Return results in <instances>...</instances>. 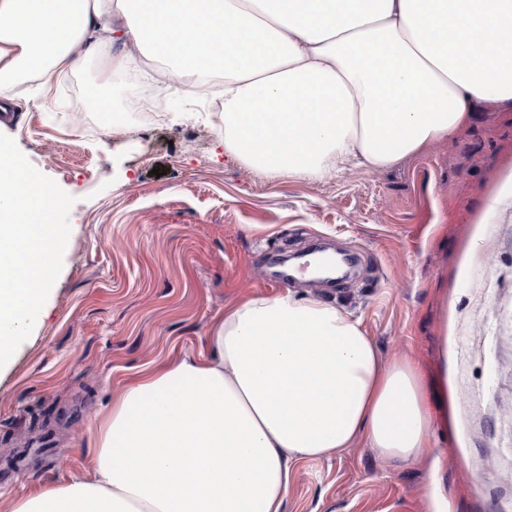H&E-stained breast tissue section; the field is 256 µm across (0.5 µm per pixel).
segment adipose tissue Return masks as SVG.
<instances>
[{"label": "adipose tissue", "mask_w": 512, "mask_h": 512, "mask_svg": "<svg viewBox=\"0 0 512 512\" xmlns=\"http://www.w3.org/2000/svg\"><path fill=\"white\" fill-rule=\"evenodd\" d=\"M197 94L223 79L224 151L253 170L321 180L380 171L512 110V0H0V100L95 58L102 118L137 54ZM210 354L144 370L112 398L82 481L12 512H283L298 460L365 441L428 462L448 512L426 385L385 362L361 321L319 296L224 308Z\"/></svg>", "instance_id": "adipose-tissue-1"}]
</instances>
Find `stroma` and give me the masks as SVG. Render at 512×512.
Returning <instances> with one entry per match:
<instances>
[{"label":"stroma","instance_id":"1","mask_svg":"<svg viewBox=\"0 0 512 512\" xmlns=\"http://www.w3.org/2000/svg\"><path fill=\"white\" fill-rule=\"evenodd\" d=\"M80 91L18 86L0 133L75 199L62 271L29 338L0 368V512L87 476L112 394L146 368L207 357L224 305L310 290L359 318L385 361L423 372L446 434L448 512H512V112H480L394 167L311 180L252 171L224 153L205 95L113 124ZM497 198L495 210L487 201ZM324 242L350 279L277 284V255ZM426 465L396 468L364 445L302 460L284 512H428Z\"/></svg>","mask_w":512,"mask_h":512}]
</instances>
